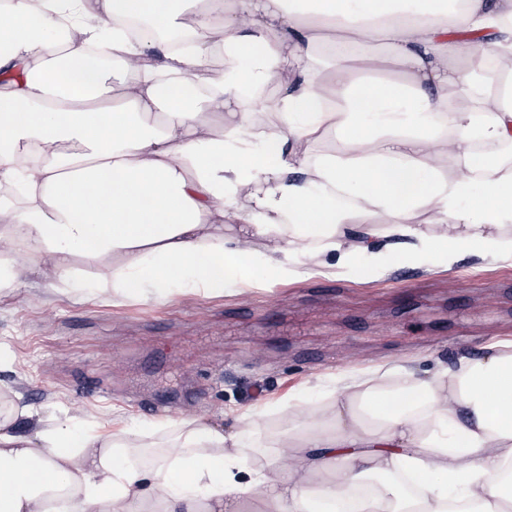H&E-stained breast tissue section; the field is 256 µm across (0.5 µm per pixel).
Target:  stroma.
I'll use <instances>...</instances> for the list:
<instances>
[{"instance_id": "obj_1", "label": "stroma", "mask_w": 512, "mask_h": 512, "mask_svg": "<svg viewBox=\"0 0 512 512\" xmlns=\"http://www.w3.org/2000/svg\"><path fill=\"white\" fill-rule=\"evenodd\" d=\"M391 252L363 253L335 276L267 274L245 294L230 279L220 294L156 301L94 294L112 266L79 253L76 286L60 292L50 268L1 240L19 286L0 292V404L32 407L15 421L20 434L31 424L40 433L67 425L134 431L165 446L191 420L228 432L247 426L256 445L244 449L239 479L246 512H261L248 468L292 459L289 449L264 456L260 446L331 405L337 387L365 371L427 377L512 340V260L464 253L448 270L414 262L402 238ZM154 404L171 415L148 414Z\"/></svg>"}]
</instances>
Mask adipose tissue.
I'll use <instances>...</instances> for the list:
<instances>
[{"mask_svg":"<svg viewBox=\"0 0 512 512\" xmlns=\"http://www.w3.org/2000/svg\"><path fill=\"white\" fill-rule=\"evenodd\" d=\"M0 0V237L53 266L111 261L98 289L156 300L249 289L334 266L392 237L436 259L512 257V167L475 141L512 142V0ZM190 16L180 49L132 41ZM479 33L463 53L449 23ZM67 28L64 42L54 34ZM382 47L359 56L363 40ZM107 48L117 73L91 66ZM223 57L222 79L207 76ZM277 82L275 98L260 90ZM462 90L460 107L449 88ZM273 110L256 126L252 107ZM335 138L340 150L310 154ZM455 154L464 175L436 166ZM434 222L416 223L420 212ZM386 221L372 223L373 214ZM360 219L353 233L348 224ZM334 411L279 440L292 468L250 472L266 512H312L308 483L343 495L377 478L358 512H512V352L503 343L427 378L343 389ZM244 435L198 423L150 463L118 438L17 434L0 414V512H241Z\"/></svg>","mask_w":512,"mask_h":512,"instance_id":"ef3b65f1","label":"adipose tissue"}]
</instances>
